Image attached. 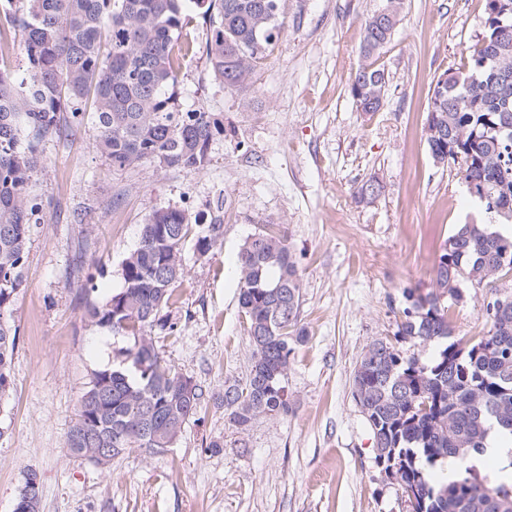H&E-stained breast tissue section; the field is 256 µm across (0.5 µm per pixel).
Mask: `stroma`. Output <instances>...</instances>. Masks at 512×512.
<instances>
[{"label":"stroma","instance_id":"1","mask_svg":"<svg viewBox=\"0 0 512 512\" xmlns=\"http://www.w3.org/2000/svg\"><path fill=\"white\" fill-rule=\"evenodd\" d=\"M383 3L281 0L282 36L244 89L213 81L205 53L187 58L183 103L224 124L203 172L112 167L88 121L43 144L30 186L40 209L14 302L13 389L0 400V512H13L31 470L40 512H410L375 462L352 376L369 343L392 337L403 289L429 288L444 241L475 213L455 169L433 162L423 127L430 83L464 63L484 2L405 0L377 60L387 101L367 115L350 84L362 24ZM370 183L377 197L355 200ZM166 206L201 228L223 219L208 253L186 242L184 276L152 331L172 369L209 391L251 369L238 252L261 230L287 233L307 332L286 380L294 410L241 429L211 403L174 447L123 455L106 470L72 457L65 440L93 371L121 364L133 340L88 323L85 309L120 290L142 224ZM486 296L471 288L452 307L456 336L485 332Z\"/></svg>","mask_w":512,"mask_h":512}]
</instances>
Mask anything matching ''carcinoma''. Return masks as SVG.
Returning a JSON list of instances; mask_svg holds the SVG:
<instances>
[{
  "label": "carcinoma",
  "instance_id": "obj_1",
  "mask_svg": "<svg viewBox=\"0 0 512 512\" xmlns=\"http://www.w3.org/2000/svg\"><path fill=\"white\" fill-rule=\"evenodd\" d=\"M404 0L362 25L366 62L354 72L352 98L385 104L384 69L369 61L390 41ZM202 11L212 79L250 83L282 33L280 0H0V11L21 33L26 55L18 75L0 62V399L13 388L16 342L13 303L37 204L30 180L40 147L72 136L85 115L93 146L120 169L148 165L200 172L224 124L203 108L182 106L175 86L182 62L196 53L183 37L190 11ZM499 0H485L483 30L467 63L444 71L429 90L424 140L432 157L447 158L479 211L512 224V29L498 27ZM190 232L185 211L155 210L138 243L122 261V288L89 304V321L130 336L127 361L96 370L81 395L66 445L98 467L104 448L155 454L173 447L184 426L211 400L224 404L240 427L271 412L286 415L284 395L300 325L302 278L284 232H259L238 254L239 304L247 320L252 365L245 382L212 393L196 384L185 394L183 376L157 351L152 329L184 275L183 246ZM224 233L216 216L196 249L206 253ZM512 233L471 219L455 225L433 265L431 288L403 290V317L393 338L373 341L354 370L352 394L373 436L375 462L398 467L399 485L414 498L412 512H512V481H491L469 464L486 450L496 428L512 441ZM486 288L487 331L467 341L453 337L451 306L464 289ZM406 344L432 347L419 355ZM458 472L445 476L448 459Z\"/></svg>",
  "mask_w": 512,
  "mask_h": 512
}]
</instances>
